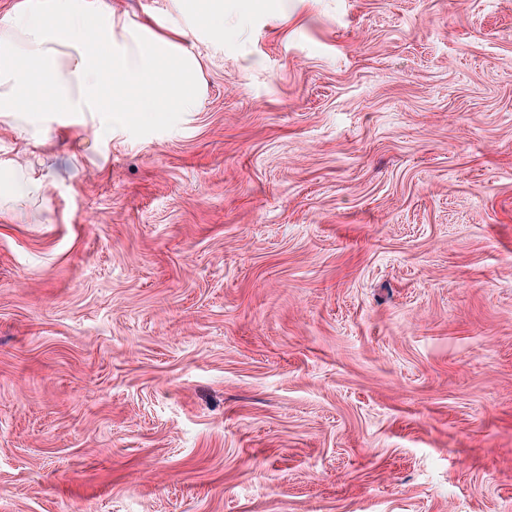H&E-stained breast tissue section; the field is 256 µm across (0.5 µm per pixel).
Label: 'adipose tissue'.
I'll return each mask as SVG.
<instances>
[{
    "label": "adipose tissue",
    "mask_w": 512,
    "mask_h": 512,
    "mask_svg": "<svg viewBox=\"0 0 512 512\" xmlns=\"http://www.w3.org/2000/svg\"><path fill=\"white\" fill-rule=\"evenodd\" d=\"M172 19H135L109 0H18L0 16V117L25 145L38 146L32 127L44 112L92 116L96 139L113 125L139 124L154 113L197 111L201 63L186 43L194 34L223 40L224 18L246 22L251 0H176ZM47 176L13 168L0 213L42 195Z\"/></svg>",
    "instance_id": "ef3b65f1"
}]
</instances>
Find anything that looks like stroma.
I'll return each instance as SVG.
<instances>
[{
	"instance_id": "obj_1",
	"label": "stroma",
	"mask_w": 512,
	"mask_h": 512,
	"mask_svg": "<svg viewBox=\"0 0 512 512\" xmlns=\"http://www.w3.org/2000/svg\"><path fill=\"white\" fill-rule=\"evenodd\" d=\"M198 111L0 215V512H512V0H281Z\"/></svg>"
}]
</instances>
